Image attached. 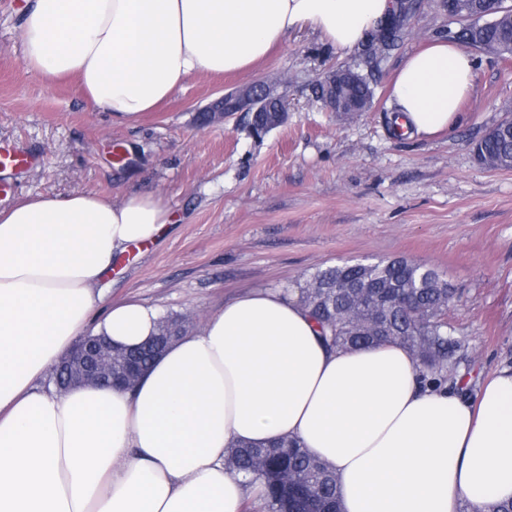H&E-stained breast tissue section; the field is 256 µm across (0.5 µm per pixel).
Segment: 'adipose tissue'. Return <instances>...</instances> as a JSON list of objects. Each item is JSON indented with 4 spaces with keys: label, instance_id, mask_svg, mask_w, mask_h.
<instances>
[{
    "label": "adipose tissue",
    "instance_id": "1",
    "mask_svg": "<svg viewBox=\"0 0 512 512\" xmlns=\"http://www.w3.org/2000/svg\"><path fill=\"white\" fill-rule=\"evenodd\" d=\"M391 0H26L23 62L76 81L121 123L198 73L248 70L309 25L360 44ZM471 54L445 40L410 54L391 97L396 126L459 123ZM169 210L132 193L37 194L0 209V512H244L261 480L229 448L300 441L335 469L340 512H457L512 498V371L467 399L425 386L393 345L329 348L309 311L253 290L171 345L134 390L42 387L86 328L134 347L159 312L104 305L113 257L154 241Z\"/></svg>",
    "mask_w": 512,
    "mask_h": 512
}]
</instances>
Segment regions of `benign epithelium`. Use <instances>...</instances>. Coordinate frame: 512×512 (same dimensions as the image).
Instances as JSON below:
<instances>
[{
	"mask_svg": "<svg viewBox=\"0 0 512 512\" xmlns=\"http://www.w3.org/2000/svg\"><path fill=\"white\" fill-rule=\"evenodd\" d=\"M211 121L222 122L233 112H251L253 121L266 112L288 113L287 101L268 86H248L224 95L207 107ZM146 365L135 359L133 350L117 348L104 335H86L49 371V382L65 394L76 385L133 388Z\"/></svg>",
	"mask_w": 512,
	"mask_h": 512,
	"instance_id": "obj_1",
	"label": "benign epithelium"
}]
</instances>
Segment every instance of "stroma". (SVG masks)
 Segmentation results:
<instances>
[{
  "label": "stroma",
  "mask_w": 512,
  "mask_h": 512,
  "mask_svg": "<svg viewBox=\"0 0 512 512\" xmlns=\"http://www.w3.org/2000/svg\"><path fill=\"white\" fill-rule=\"evenodd\" d=\"M22 2L0 0V141L38 162L6 173L14 191L0 209L30 193L119 202L135 191L162 196L174 215L154 243L113 261L105 301L201 321L251 290L296 297L317 270L401 257L437 270L459 297L448 310L460 343L448 386L472 392L512 369V169H486L472 153L512 118V57L475 52L473 88L448 132L389 129L401 62L436 39L455 41L463 26L442 0H419L408 35L375 73L367 111L332 112L316 99L315 84L356 52L307 27L248 70L190 76L132 125L114 123L73 80L25 67ZM257 83L287 98L282 126L256 132L248 112L204 126L210 102Z\"/></svg>",
  "instance_id": "35a3bbf8"
}]
</instances>
